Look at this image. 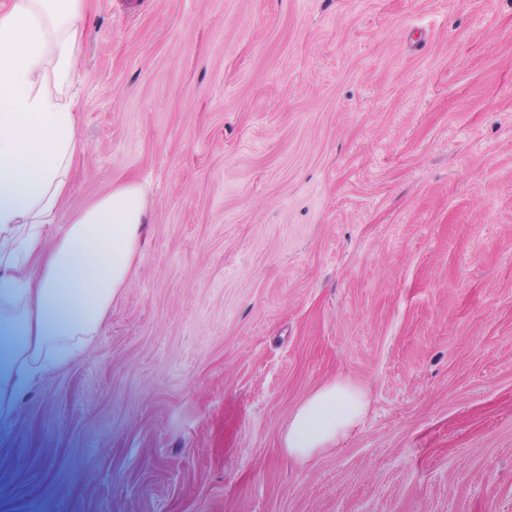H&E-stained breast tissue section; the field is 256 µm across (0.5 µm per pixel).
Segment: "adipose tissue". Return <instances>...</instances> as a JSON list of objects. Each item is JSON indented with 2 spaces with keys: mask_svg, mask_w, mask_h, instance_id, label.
Listing matches in <instances>:
<instances>
[{
  "mask_svg": "<svg viewBox=\"0 0 512 512\" xmlns=\"http://www.w3.org/2000/svg\"><path fill=\"white\" fill-rule=\"evenodd\" d=\"M87 0H15L0 11V401L88 351L124 287L146 222L124 184L60 223L77 150L72 75ZM58 234H51L53 225ZM368 406L343 378L291 415L282 446L306 463L339 447Z\"/></svg>",
  "mask_w": 512,
  "mask_h": 512,
  "instance_id": "adipose-tissue-1",
  "label": "adipose tissue"
}]
</instances>
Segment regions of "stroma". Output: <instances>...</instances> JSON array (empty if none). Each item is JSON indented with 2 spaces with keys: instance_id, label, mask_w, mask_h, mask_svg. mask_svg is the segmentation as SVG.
<instances>
[{
  "instance_id": "1",
  "label": "stroma",
  "mask_w": 512,
  "mask_h": 512,
  "mask_svg": "<svg viewBox=\"0 0 512 512\" xmlns=\"http://www.w3.org/2000/svg\"><path fill=\"white\" fill-rule=\"evenodd\" d=\"M61 216L143 186L0 512H512V0H90ZM368 394L306 464L315 388ZM367 406L366 393L346 379L316 389L288 420L282 440L288 458L303 464L338 448L353 434Z\"/></svg>"
}]
</instances>
